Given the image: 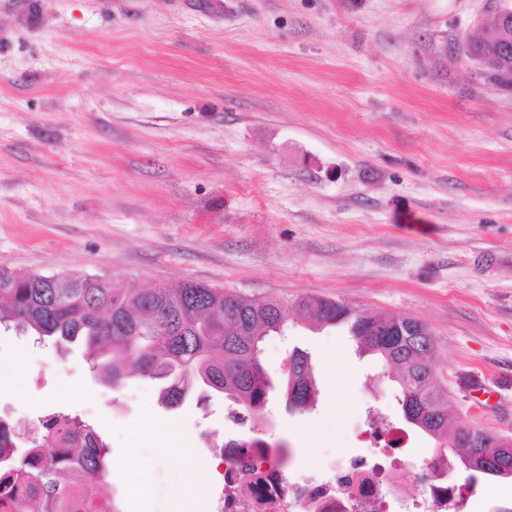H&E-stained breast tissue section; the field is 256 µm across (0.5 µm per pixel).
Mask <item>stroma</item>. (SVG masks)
Wrapping results in <instances>:
<instances>
[{
    "label": "stroma",
    "instance_id": "1",
    "mask_svg": "<svg viewBox=\"0 0 512 512\" xmlns=\"http://www.w3.org/2000/svg\"><path fill=\"white\" fill-rule=\"evenodd\" d=\"M493 0H0V268L193 280L286 307L264 343L280 371L309 352L316 407H269L289 474L370 455L383 414L436 442L395 385L305 296L425 324L450 414L512 436V89L462 56ZM478 372L502 400L476 409ZM159 384L112 388L80 351L0 331V410L62 411L109 446L123 512H213L204 470L234 425L224 397L165 410ZM142 464L131 479L129 459ZM448 512H512V477Z\"/></svg>",
    "mask_w": 512,
    "mask_h": 512
}]
</instances>
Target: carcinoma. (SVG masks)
Instances as JSON below:
<instances>
[{"label": "carcinoma", "mask_w": 512, "mask_h": 512, "mask_svg": "<svg viewBox=\"0 0 512 512\" xmlns=\"http://www.w3.org/2000/svg\"><path fill=\"white\" fill-rule=\"evenodd\" d=\"M512 43L496 24L472 42L476 52ZM304 318L320 326L345 324L357 348L375 355L398 386L406 421L433 438L469 473L512 477V447L500 448L484 430L448 421L447 395L432 381V339L418 335L419 320L397 314L380 317L366 309L309 296L295 302ZM286 305L252 299L235 291L186 281L177 288L148 290L130 284L115 288L99 274L17 276L0 269V329L79 345L91 367L118 387L129 374L159 381L167 407L206 401L222 394L239 407L237 425L261 422L271 395L304 413L319 397L310 354L295 348L290 377L272 379L262 362L266 337L284 329ZM38 443L14 440L0 430V460L6 484L25 489L0 498V512H71L104 498L107 448L89 424L67 414L42 419Z\"/></svg>", "instance_id": "1"}]
</instances>
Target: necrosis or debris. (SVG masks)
I'll use <instances>...</instances> for the list:
<instances>
[{
    "label": "necrosis or debris",
    "mask_w": 512,
    "mask_h": 512,
    "mask_svg": "<svg viewBox=\"0 0 512 512\" xmlns=\"http://www.w3.org/2000/svg\"><path fill=\"white\" fill-rule=\"evenodd\" d=\"M383 452L372 460L340 458L328 473L306 483L291 482L289 463L272 448H255V465L239 474L232 463L239 451L228 448L222 474V491L213 502L214 512H435L466 490L464 482L448 477L447 461L434 462V479L423 496L409 497L405 459L398 450L409 442L406 432L390 427L382 434Z\"/></svg>",
    "instance_id": "necrosis-or-debris-1"
}]
</instances>
